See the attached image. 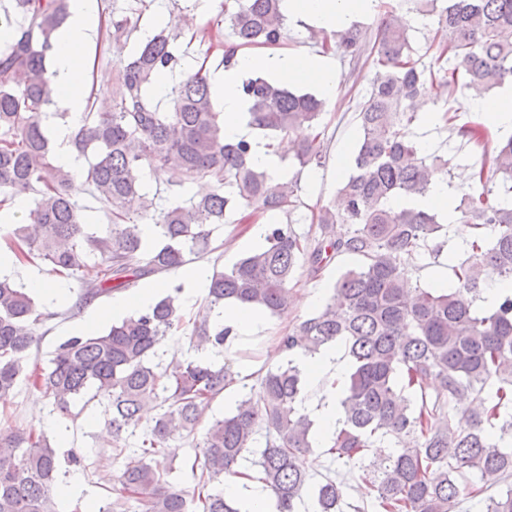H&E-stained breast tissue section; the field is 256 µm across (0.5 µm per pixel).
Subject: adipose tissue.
<instances>
[{
	"label": "adipose tissue",
	"instance_id": "ef3b65f1",
	"mask_svg": "<svg viewBox=\"0 0 512 512\" xmlns=\"http://www.w3.org/2000/svg\"><path fill=\"white\" fill-rule=\"evenodd\" d=\"M372 0H283L288 17H298L316 27L333 30L351 25L367 11ZM98 0H71L70 16L59 31L50 71L59 88L56 111L65 113L64 121L55 123L53 135L59 145L56 160L67 168H76L77 160L67 143L81 126L84 85L80 64L98 23ZM249 74H267L297 85L315 86L323 96H331L336 86L335 71L322 60L307 54H237L234 67L216 74L212 79V95L224 107V136L229 140L249 138L253 141V159L274 177L285 178L261 140L253 139L244 114L247 104L239 91L240 80ZM217 324L226 331L224 348L235 351L255 334H262L266 352L277 353L278 336L267 333L265 314L246 304L229 301L216 316ZM295 363L308 384L317 385L325 376L345 372L348 360L342 346H334L315 356L294 354Z\"/></svg>",
	"mask_w": 512,
	"mask_h": 512
}]
</instances>
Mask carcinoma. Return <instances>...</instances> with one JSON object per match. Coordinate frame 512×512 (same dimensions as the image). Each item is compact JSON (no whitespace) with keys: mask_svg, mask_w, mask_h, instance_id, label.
Returning a JSON list of instances; mask_svg holds the SVG:
<instances>
[{"mask_svg":"<svg viewBox=\"0 0 512 512\" xmlns=\"http://www.w3.org/2000/svg\"><path fill=\"white\" fill-rule=\"evenodd\" d=\"M69 2L14 0L29 24L0 45V192L35 194L32 223L13 224L7 234L17 262L40 259L58 274H81L79 303H87L214 251L212 225L233 223L242 208L251 220L300 204L298 180L258 168L250 141L224 140V113L215 110L202 71L175 85L169 108L160 111L147 90L158 73L181 67L184 30L163 28L128 52L139 28V19L128 15L110 18L107 27L120 57L110 109L87 113L71 141L77 156L93 161L81 174L55 164L42 118L57 93L46 61ZM282 3L224 0L230 35L211 44L223 50L224 67H233L245 48L284 42ZM433 13L436 52L427 66L412 58L406 20L391 15L378 28L352 171L338 188L344 209L317 208L305 235L268 225L264 245L231 269L212 272L205 306L193 317L182 315V285L169 284L150 308L103 333L68 338L47 368L31 369L41 325L55 313L38 311L30 289L0 275V401L24 379L62 414L78 399L103 406L123 465L117 497L99 512H241L221 485L253 478L240 470L249 454L274 512H295L306 495L315 512H342L341 485L332 478L314 483L305 467L315 421L303 407L304 376L293 360L264 362L258 392L243 395L212 422L207 411L236 382L235 373L190 356L154 362L164 338L178 328L189 332L191 350L224 351V329L211 321L213 311L235 300L284 314L301 264L318 269L342 254L355 257L356 266L339 276L322 306L281 335L285 350L305 355L344 345L350 369L328 453L358 472L361 493L378 512H452L462 494L475 497L502 484L506 490L488 496L483 512H512V136L495 141L476 122L458 123L455 109L442 115L452 134L480 153L467 177L472 191L456 206L459 223L473 235L466 258L453 268V287L411 283L409 264L424 249L438 255L448 235L431 211L392 205L397 197L426 196L432 179L452 163L424 153L413 139L417 104L432 92L480 96L512 80V0H444L438 11H426ZM333 36V43L321 37L322 51L333 45L350 56L365 51L366 36L356 24ZM239 90L249 127L265 138L292 137L302 169L325 163L318 127L326 99L261 76L243 77ZM146 165L167 175V190L190 183L194 193L168 206L147 198ZM79 176L104 204L108 223L96 233L87 231L85 207L74 195ZM146 220L156 228L153 247L141 235ZM492 275L511 289L494 307L480 309L476 302ZM148 405L158 413L129 454L122 441L137 435ZM177 436L194 445L190 494L168 480L166 448ZM370 448L376 449L372 457ZM472 470L480 484H461L459 477ZM59 477L57 452L44 431L0 429V512H55Z\"/></svg>","mask_w":512,"mask_h":512,"instance_id":"carcinoma-1","label":"carcinoma"}]
</instances>
